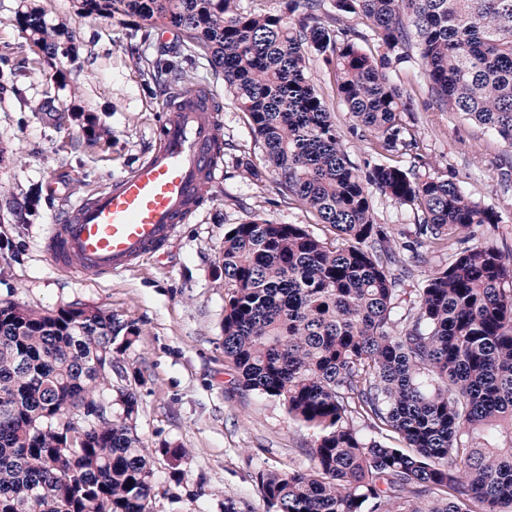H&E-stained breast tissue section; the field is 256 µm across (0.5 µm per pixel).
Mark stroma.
Instances as JSON below:
<instances>
[{"mask_svg":"<svg viewBox=\"0 0 512 512\" xmlns=\"http://www.w3.org/2000/svg\"><path fill=\"white\" fill-rule=\"evenodd\" d=\"M25 5L65 26L76 61L51 66L30 50L14 23ZM136 24L133 17L75 20L72 0H0V301L39 311L93 305L140 328L135 344L112 361V411L120 413L123 392L135 390V431L158 454L152 512H224L229 502L238 512H267L256 473L307 468L304 450L315 434L292 420L281 402L231 384L224 364V234L257 213L303 225L322 239H334L335 233L282 195L246 113L206 59L197 61L187 80L216 94L227 145L223 178L209 186L177 237L136 267L94 280L56 268L42 250L49 225L71 203L128 173L159 141L166 98L139 75L136 58L184 51L186 39L178 31L163 40L159 27L146 45L131 36ZM310 68L345 152L361 166L377 162L368 132L353 121L337 93L334 75L316 60ZM423 68L415 55L392 73L411 96L412 109L402 113L401 124L405 139L416 140L417 147L398 148L387 160L423 176L455 178L502 217L501 223L481 227L478 240L512 248V178L504 176L512 148L441 107L420 81ZM75 110L109 130L107 146L88 144L84 126L71 116ZM248 164L262 171V179L245 174ZM53 179L63 193L50 191ZM373 203L376 222L392 231L398 265L412 270L399 283L396 304L403 311L428 274L452 261L454 251L438 250L415 263L411 244L420 212L380 194ZM163 448L185 449L180 475H172L160 456Z\"/></svg>","mask_w":512,"mask_h":512,"instance_id":"35a3bbf8","label":"stroma"}]
</instances>
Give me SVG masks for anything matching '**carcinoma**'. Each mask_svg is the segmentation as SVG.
<instances>
[{"label": "carcinoma", "instance_id": "cac0c4a2", "mask_svg": "<svg viewBox=\"0 0 512 512\" xmlns=\"http://www.w3.org/2000/svg\"><path fill=\"white\" fill-rule=\"evenodd\" d=\"M287 0L252 14L238 0H73L82 20L137 17L140 39L171 26L221 71L286 193L336 231L259 215L224 234V362L234 388L286 406L313 429L310 466L259 471L272 512H512V250L469 244L501 215L446 175L359 168L314 84L313 54L336 76L374 152L402 138L411 98L390 72L424 63L423 82L451 112L512 148V0ZM369 22L383 52L340 17ZM15 26L33 51L71 52L36 9ZM420 211L416 245L453 240L455 259L397 313L392 236L372 191ZM139 328L97 306L38 311L0 303V512H151L153 452L132 424L133 390L114 417L101 406L112 371L98 365ZM97 415L81 442L72 420ZM397 438L389 447L362 428Z\"/></svg>", "mask_w": 512, "mask_h": 512}]
</instances>
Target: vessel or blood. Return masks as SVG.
Instances as JSON below:
<instances>
[{
  "label": "vessel or blood",
  "instance_id": "vessel-or-blood-1",
  "mask_svg": "<svg viewBox=\"0 0 512 512\" xmlns=\"http://www.w3.org/2000/svg\"><path fill=\"white\" fill-rule=\"evenodd\" d=\"M165 112L163 137L147 159L50 225L43 250L56 267L91 279L133 267L165 247L204 186L217 183L213 90L185 88Z\"/></svg>",
  "mask_w": 512,
  "mask_h": 512
}]
</instances>
